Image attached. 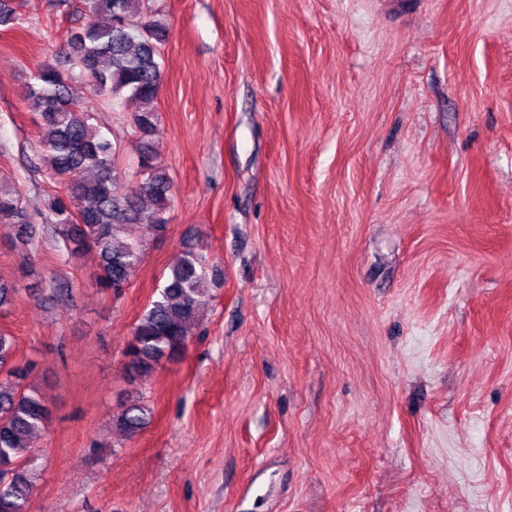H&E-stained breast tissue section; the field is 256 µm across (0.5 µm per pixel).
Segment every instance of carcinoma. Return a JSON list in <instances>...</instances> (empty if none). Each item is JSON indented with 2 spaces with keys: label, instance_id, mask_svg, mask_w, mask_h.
<instances>
[{
  "label": "carcinoma",
  "instance_id": "1",
  "mask_svg": "<svg viewBox=\"0 0 512 512\" xmlns=\"http://www.w3.org/2000/svg\"><path fill=\"white\" fill-rule=\"evenodd\" d=\"M86 20L67 31L63 44L71 69L87 75L95 95L130 110L129 125L138 142V167L144 169L138 187L123 195L114 191L119 146L102 132L93 111L69 96L70 69L50 64L33 74L30 96L38 109L39 148L46 160L47 206L30 214L21 189H0V219L16 226V241L32 248L35 224L41 235L73 257L91 250L99 264L97 285L118 295L129 286L142 260L140 242H121L131 225L152 234L169 223L173 182L154 160L149 137L158 115L142 108L161 86L158 58L167 28L143 0H84ZM101 16L109 23L98 22ZM20 13L0 0V26L13 25ZM212 281L209 267L193 251L170 266L163 285L137 318L129 342L127 371L131 379L152 374L164 359L178 357L199 322L202 298ZM13 336L0 331V374L11 378L0 386V466L11 478L0 479V512H28L34 483L41 473L35 448L46 433L50 407L40 390L27 382L29 371L11 365ZM153 407L143 400L122 405L112 417V429L126 437L150 421Z\"/></svg>",
  "mask_w": 512,
  "mask_h": 512
}]
</instances>
